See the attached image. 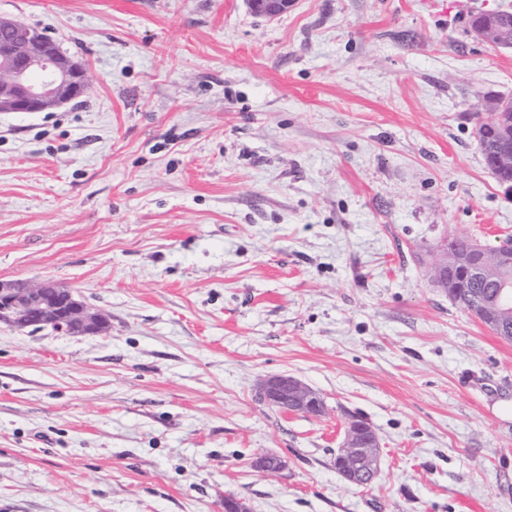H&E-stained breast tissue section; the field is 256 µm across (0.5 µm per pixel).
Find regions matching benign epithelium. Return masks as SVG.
<instances>
[{
    "label": "benign epithelium",
    "mask_w": 512,
    "mask_h": 512,
    "mask_svg": "<svg viewBox=\"0 0 512 512\" xmlns=\"http://www.w3.org/2000/svg\"><path fill=\"white\" fill-rule=\"evenodd\" d=\"M258 15L273 19L293 6L294 0H247ZM0 112H48L87 94L88 70L84 63L64 53L57 40L35 26L0 15ZM471 33L480 41L496 47L512 46V26L493 13L476 25ZM485 111L495 112L502 126L512 123L509 100L493 99ZM485 256L479 247L456 261L440 260L432 278L438 287L452 291L451 273L465 270L477 280L484 275ZM494 298L483 305L482 318L490 325L512 308V276L500 275ZM0 323L12 328L42 329L51 327L83 336L100 335L107 329L105 315L76 298L73 290L56 282L28 283L0 280ZM258 394L268 404L309 415L324 411L321 396L300 379L288 375H270L261 380ZM380 441L376 432L362 420H351L334 457L336 472L352 482L363 480L371 485L379 471ZM253 466L260 472H278L284 461L278 456L259 455Z\"/></svg>",
    "instance_id": "7a95c632"
}]
</instances>
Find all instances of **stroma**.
<instances>
[{
    "mask_svg": "<svg viewBox=\"0 0 512 512\" xmlns=\"http://www.w3.org/2000/svg\"><path fill=\"white\" fill-rule=\"evenodd\" d=\"M500 7L0 0L91 77L0 112V279L109 322L0 324V512H512V340L432 281L449 238L512 239L475 139L512 50L468 26ZM273 374L324 413L262 401ZM354 417L367 487L333 466ZM295 0H247L249 8L258 15L273 19L293 6ZM380 441L376 432L362 419H352L334 457L336 472L353 482L362 479L370 486L379 471Z\"/></svg>",
    "mask_w": 512,
    "mask_h": 512,
    "instance_id": "stroma-1",
    "label": "stroma"
}]
</instances>
